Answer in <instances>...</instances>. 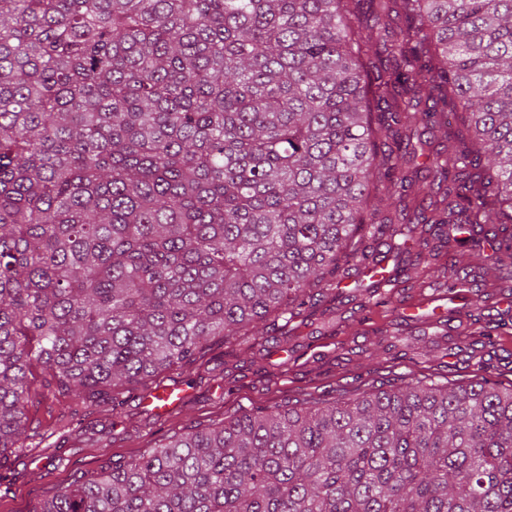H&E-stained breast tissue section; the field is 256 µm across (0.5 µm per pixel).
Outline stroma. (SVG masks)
<instances>
[{
    "label": "stroma",
    "instance_id": "obj_1",
    "mask_svg": "<svg viewBox=\"0 0 512 512\" xmlns=\"http://www.w3.org/2000/svg\"><path fill=\"white\" fill-rule=\"evenodd\" d=\"M377 257L393 281L380 290L385 303L361 306L369 277L353 274L340 298L310 308L305 325L269 328L254 355L215 340L193 364L158 375V386L184 388V405L166 418L155 416L140 390L121 394L122 406L102 412L79 405L58 389L51 370L33 372L38 391L28 405L25 445L0 457V512H32L55 489L107 470L113 461L142 457L159 442L190 427H206L241 407L294 400L302 391L350 386L358 377L395 385L409 373L432 375L436 382H462L480 374L512 383V335L492 346L472 349L477 330L467 314L469 300L445 294L426 319L398 320L396 309L436 293L451 254L427 267L394 276L396 253L378 243Z\"/></svg>",
    "mask_w": 512,
    "mask_h": 512
}]
</instances>
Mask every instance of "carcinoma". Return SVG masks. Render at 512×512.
Here are the masks:
<instances>
[{
  "instance_id": "obj_1",
  "label": "carcinoma",
  "mask_w": 512,
  "mask_h": 512,
  "mask_svg": "<svg viewBox=\"0 0 512 512\" xmlns=\"http://www.w3.org/2000/svg\"><path fill=\"white\" fill-rule=\"evenodd\" d=\"M506 224L512 0H0V456L36 364L114 408L377 272L383 237L460 249L450 290L471 258L512 281V238L469 235ZM33 512H512V385L303 393Z\"/></svg>"
}]
</instances>
